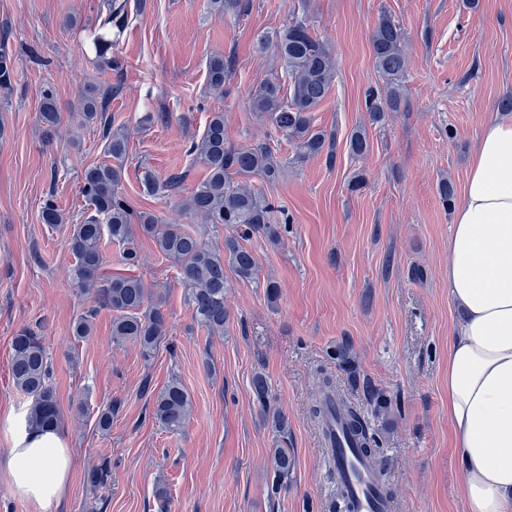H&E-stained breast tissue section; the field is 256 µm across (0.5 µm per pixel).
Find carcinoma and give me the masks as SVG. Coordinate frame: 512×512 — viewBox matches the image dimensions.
<instances>
[{
	"label": "carcinoma",
	"mask_w": 512,
	"mask_h": 512,
	"mask_svg": "<svg viewBox=\"0 0 512 512\" xmlns=\"http://www.w3.org/2000/svg\"><path fill=\"white\" fill-rule=\"evenodd\" d=\"M106 15L90 29L89 39L95 49L100 70L119 68L112 55V30H120L127 21L126 0H105ZM251 7L250 0H208V8L217 14L241 15ZM259 49L273 48L280 72L288 78L284 85L279 78L261 83L251 94L250 107L272 129L273 133L293 145L295 159L326 154V163L333 165L335 155L327 144V135L313 129L312 112L321 105L336 79V68L329 44L315 35L307 11L292 15L283 28L262 33L257 38ZM373 63L383 80V89H371L365 96V109L371 121L379 123L385 113L394 112L402 103L401 89L406 73V36L392 16L379 17L371 36ZM233 61L217 53L209 58L208 84L216 94H224ZM14 79L12 50L6 40H0V89H10ZM112 88L100 92L79 93L76 111L70 113V124L78 127L100 124L106 141L110 163L86 166L81 173V191L92 213L72 225L69 238L75 263L70 269V281L78 291L91 296L96 305L78 317L72 335L86 339L93 334L98 308L112 311V342L131 343L138 347L142 358L151 361L167 335V314L164 299L158 289L134 274L141 256L133 246L136 232L153 237L162 255L171 261L179 284L185 288V298L195 321L211 336L224 335L228 310L224 292L230 282L224 274L229 266L241 281L259 279L260 265L254 252L242 241L257 232H264L276 242L278 225L287 221L285 210L275 204L251 179L267 183L277 181L285 161L266 143H254L240 148L227 145L224 134V111L211 113L203 135L191 142L187 153L194 156L207 171L206 178L183 200L182 207L203 224L232 227L235 234L224 238V249L212 246L205 232L186 229L180 224H162L156 215L134 211L120 190L122 162L128 150L129 135L125 128H112L106 112ZM40 123L47 141L62 137L61 113L51 86L40 95ZM350 154L359 158L368 151L363 130L350 135ZM238 181H233V177ZM184 176L171 173L160 177L151 170L143 172L142 186L152 196H174ZM40 219L44 224H61L64 217L52 197L43 200ZM123 246L121 261L125 273L109 271L103 240ZM51 367L42 336L23 328L12 340V376L16 387L30 399L27 420L34 428L58 427L61 411L56 393L50 384ZM252 391L258 406L268 414L271 428L277 435L288 433V418L271 411V393L265 376L252 377ZM335 395L330 379L319 378L318 397L313 416L326 426L329 409L326 399ZM348 428L357 436L365 454L376 463L379 476H385V463L377 453V433L365 417L353 407L341 403ZM192 412L191 397L176 378L154 396L150 415L158 425L172 433L181 431ZM275 487H288L295 461L286 448L270 449Z\"/></svg>",
	"instance_id": "obj_1"
}]
</instances>
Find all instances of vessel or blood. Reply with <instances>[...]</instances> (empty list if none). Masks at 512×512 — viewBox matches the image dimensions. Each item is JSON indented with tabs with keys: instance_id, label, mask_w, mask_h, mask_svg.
<instances>
[{
	"instance_id": "b4317fda",
	"label": "vessel or blood",
	"mask_w": 512,
	"mask_h": 512,
	"mask_svg": "<svg viewBox=\"0 0 512 512\" xmlns=\"http://www.w3.org/2000/svg\"><path fill=\"white\" fill-rule=\"evenodd\" d=\"M324 443L333 456L332 474L344 494L345 512H394L393 499L382 491L370 460L348 432L341 414L332 415Z\"/></svg>"
}]
</instances>
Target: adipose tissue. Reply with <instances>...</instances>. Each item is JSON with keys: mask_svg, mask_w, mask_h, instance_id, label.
<instances>
[{"mask_svg": "<svg viewBox=\"0 0 512 512\" xmlns=\"http://www.w3.org/2000/svg\"><path fill=\"white\" fill-rule=\"evenodd\" d=\"M448 293L462 318L448 342V422L465 512H512V119L487 123L448 236ZM0 454L15 492L40 512L72 458L54 428L9 421Z\"/></svg>", "mask_w": 512, "mask_h": 512, "instance_id": "adipose-tissue-1", "label": "adipose tissue"}]
</instances>
